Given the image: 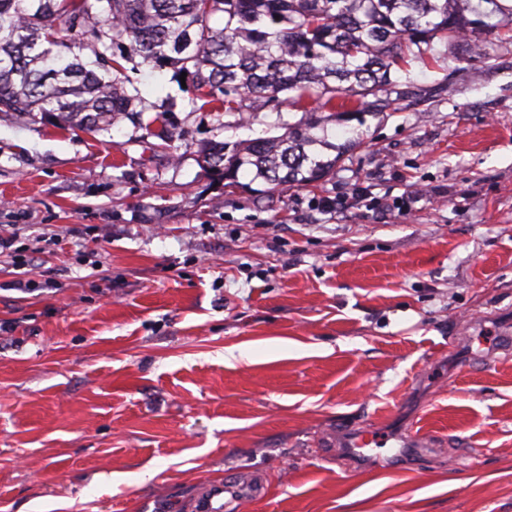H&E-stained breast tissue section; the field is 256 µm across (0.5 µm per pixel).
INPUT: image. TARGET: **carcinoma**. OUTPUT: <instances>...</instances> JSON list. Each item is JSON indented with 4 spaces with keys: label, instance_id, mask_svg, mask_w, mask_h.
I'll list each match as a JSON object with an SVG mask.
<instances>
[{
    "label": "carcinoma",
    "instance_id": "cac0c4a2",
    "mask_svg": "<svg viewBox=\"0 0 512 512\" xmlns=\"http://www.w3.org/2000/svg\"><path fill=\"white\" fill-rule=\"evenodd\" d=\"M217 12L222 28L210 25ZM59 21L81 39L59 36ZM511 33L500 0H0V112H43L89 133L113 124L138 100L112 76L120 64L105 68L114 46L177 67L226 112L281 94L305 112H383L392 69L428 57L434 40L471 59L485 36ZM357 145L330 142L323 121L299 122L229 153L214 144L202 166L232 181L245 167L275 191L328 176Z\"/></svg>",
    "mask_w": 512,
    "mask_h": 512
}]
</instances>
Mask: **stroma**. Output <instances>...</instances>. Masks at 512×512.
<instances>
[{
  "instance_id": "1",
  "label": "stroma",
  "mask_w": 512,
  "mask_h": 512,
  "mask_svg": "<svg viewBox=\"0 0 512 512\" xmlns=\"http://www.w3.org/2000/svg\"><path fill=\"white\" fill-rule=\"evenodd\" d=\"M486 51L435 43L275 192L200 153L307 113L199 108L137 56L108 129L0 112V512H194L243 473L242 512H512V43Z\"/></svg>"
}]
</instances>
